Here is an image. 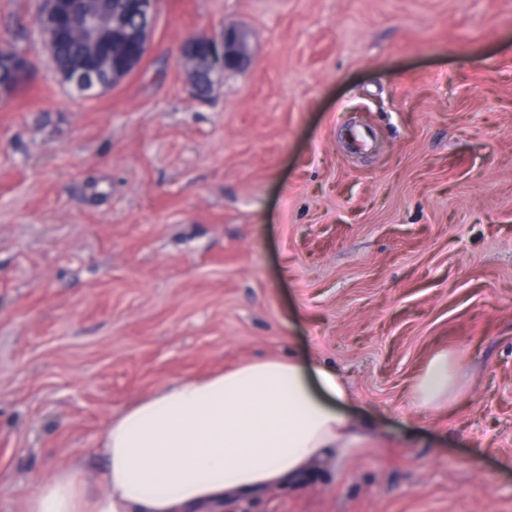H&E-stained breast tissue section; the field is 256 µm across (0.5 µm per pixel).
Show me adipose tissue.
I'll use <instances>...</instances> for the list:
<instances>
[{
	"label": "adipose tissue",
	"mask_w": 512,
	"mask_h": 512,
	"mask_svg": "<svg viewBox=\"0 0 512 512\" xmlns=\"http://www.w3.org/2000/svg\"><path fill=\"white\" fill-rule=\"evenodd\" d=\"M462 394L458 370L439 353L411 403L437 408ZM349 398L336 368L294 358L177 380L110 420L102 471L39 483L28 512H205L233 493L299 486L311 462L344 459L370 440L373 424L345 411ZM91 482L102 486L98 496H88Z\"/></svg>",
	"instance_id": "obj_1"
}]
</instances>
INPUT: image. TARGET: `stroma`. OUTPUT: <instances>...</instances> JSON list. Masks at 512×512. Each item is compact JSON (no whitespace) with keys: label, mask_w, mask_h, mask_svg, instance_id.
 Instances as JSON below:
<instances>
[{"label":"stroma","mask_w":512,"mask_h":512,"mask_svg":"<svg viewBox=\"0 0 512 512\" xmlns=\"http://www.w3.org/2000/svg\"><path fill=\"white\" fill-rule=\"evenodd\" d=\"M39 9L0 0L38 55L0 100V512L172 382L288 356L376 436L221 512H512V0H160L83 98ZM227 25L250 61L196 99L180 47ZM441 352L464 394L415 408ZM129 13L131 16H146L150 21V27L146 30L126 27L123 33V41L114 45L113 54L121 55L123 57V64L119 65L116 70L112 72V76L108 71H103L102 80L106 83L107 80L112 82V78L116 81H122L127 78L142 62L147 55L152 34L154 31V17H157L158 1L157 0H127ZM129 71V72H128Z\"/></svg>","instance_id":"1"}]
</instances>
